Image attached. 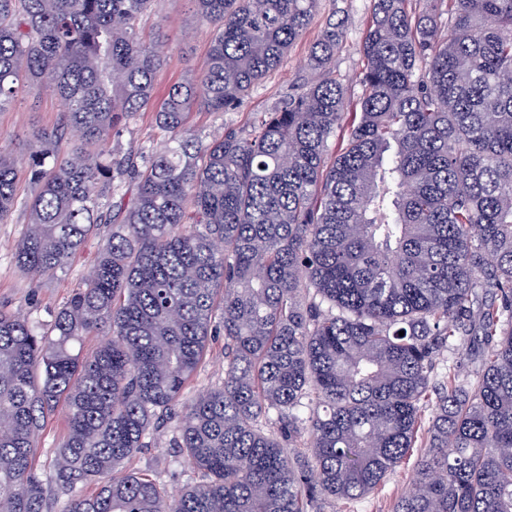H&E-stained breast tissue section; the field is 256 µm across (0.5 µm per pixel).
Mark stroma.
Returning <instances> with one entry per match:
<instances>
[{
	"instance_id": "1",
	"label": "stroma",
	"mask_w": 512,
	"mask_h": 512,
	"mask_svg": "<svg viewBox=\"0 0 512 512\" xmlns=\"http://www.w3.org/2000/svg\"><path fill=\"white\" fill-rule=\"evenodd\" d=\"M371 10V0H321L306 33L289 49L277 69L255 85L234 108L223 112L193 109L187 119L188 127L208 142L221 135L225 128L245 127L252 113L268 112L281 106L293 89L309 77L307 57L310 48L337 15L344 18L345 29L343 45L336 55V76L345 88L347 102L356 103L361 94L357 73ZM143 35L149 39L162 36L169 43L168 62L155 79V94L160 97L171 84L204 67L213 30L198 22L190 0H154ZM63 109L62 100L48 90H35L19 96L9 108L0 111V145L22 152L32 131L53 127ZM161 142L154 114L147 109L121 123L109 148L116 152L132 147L149 150L160 146ZM26 222L25 211L18 208L7 223H0V304L10 305L31 321L46 324L89 276L102 238L98 235L91 237L65 270L33 281L16 268L14 259V250ZM223 382L224 339L218 336L210 342L197 371L187 382L181 401L191 403L200 393ZM176 434V422L159 427L152 436L150 447L125 460L122 471L148 474L173 494L202 483L203 473L183 464L176 449L172 448ZM412 477L413 464L405 462L361 500L358 512H393Z\"/></svg>"
}]
</instances>
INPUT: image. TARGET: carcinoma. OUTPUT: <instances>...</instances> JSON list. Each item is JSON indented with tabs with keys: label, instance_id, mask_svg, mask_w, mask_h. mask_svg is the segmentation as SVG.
<instances>
[{
	"label": "carcinoma",
	"instance_id": "1",
	"mask_svg": "<svg viewBox=\"0 0 512 512\" xmlns=\"http://www.w3.org/2000/svg\"><path fill=\"white\" fill-rule=\"evenodd\" d=\"M152 2L0 0V111L34 88L65 102L27 153L0 147V221L27 212L16 266L54 273L109 227L50 323L0 304V512H51L53 490L66 512L354 503L410 458L427 411L395 512H512V0H373L353 111L333 22L288 102L208 143L189 111L238 105L320 0H191L209 58L160 99ZM148 108L160 149L93 151ZM220 332L224 383L176 412ZM60 404L67 435L38 473ZM175 417L205 483L171 495L116 471Z\"/></svg>",
	"mask_w": 512,
	"mask_h": 512
}]
</instances>
